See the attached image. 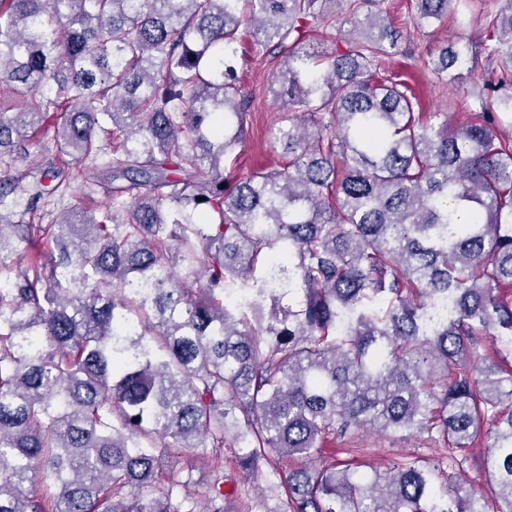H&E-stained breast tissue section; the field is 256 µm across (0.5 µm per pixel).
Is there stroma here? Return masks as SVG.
Masks as SVG:
<instances>
[{"instance_id": "stroma-1", "label": "stroma", "mask_w": 512, "mask_h": 512, "mask_svg": "<svg viewBox=\"0 0 512 512\" xmlns=\"http://www.w3.org/2000/svg\"><path fill=\"white\" fill-rule=\"evenodd\" d=\"M500 5V0H472L471 5H459L441 22L420 30L407 9L406 0H386L383 9L402 34L400 52L388 68L405 76L421 102L423 113L445 112L455 120L462 109L479 106V95L492 69L485 54L474 52L469 70L464 71L459 83L454 85L439 83L430 71L429 62L440 48L461 36L482 40L481 8L495 10ZM278 69V60L254 56L251 36L243 34L238 45L237 78L250 107L243 145L239 147V156L233 165L236 174L244 176L260 168H275L282 162L280 148L274 147L269 137V130L278 117L271 91ZM356 439L362 448L358 466L363 472L385 468L394 458L418 448L415 440L367 431L357 432ZM166 455L168 462L160 476V486H167L174 480H189V493L198 502H205L212 475L210 461L187 448H170Z\"/></svg>"}]
</instances>
